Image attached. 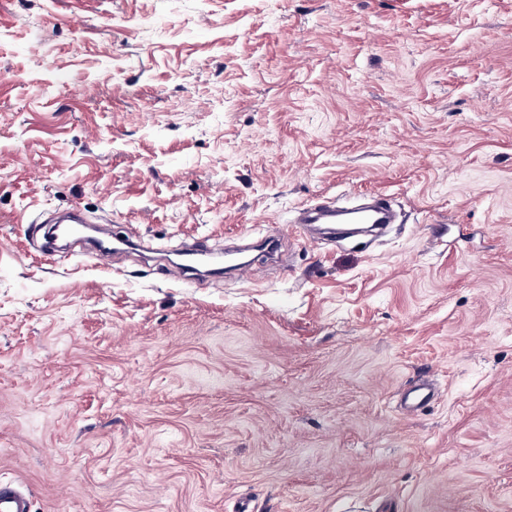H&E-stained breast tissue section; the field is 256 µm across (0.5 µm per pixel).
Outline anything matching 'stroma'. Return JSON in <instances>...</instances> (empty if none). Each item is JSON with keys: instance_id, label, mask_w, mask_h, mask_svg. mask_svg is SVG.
<instances>
[{"instance_id": "stroma-1", "label": "stroma", "mask_w": 512, "mask_h": 512, "mask_svg": "<svg viewBox=\"0 0 512 512\" xmlns=\"http://www.w3.org/2000/svg\"><path fill=\"white\" fill-rule=\"evenodd\" d=\"M381 191L370 244L288 235ZM73 205L279 255H43ZM1 479L32 512H512V0H0ZM434 397L433 386L426 381H418L405 390L404 407L410 413H416L428 405Z\"/></svg>"}]
</instances>
